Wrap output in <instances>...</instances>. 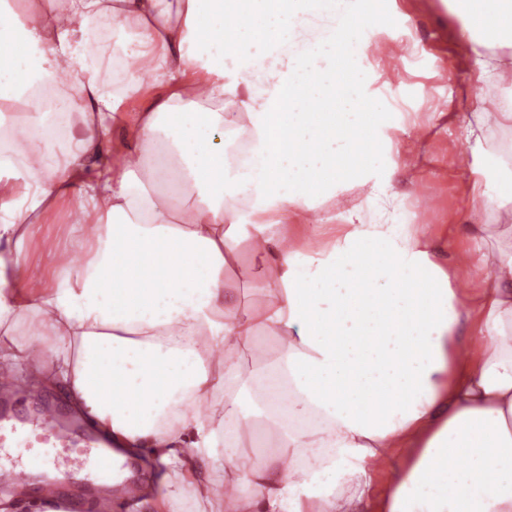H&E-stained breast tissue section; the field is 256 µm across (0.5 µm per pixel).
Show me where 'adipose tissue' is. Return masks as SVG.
<instances>
[{"label": "adipose tissue", "mask_w": 512, "mask_h": 512, "mask_svg": "<svg viewBox=\"0 0 512 512\" xmlns=\"http://www.w3.org/2000/svg\"><path fill=\"white\" fill-rule=\"evenodd\" d=\"M293 2L0 0V360L50 349L52 380L118 461L145 445L169 465L221 463L225 483L248 489L224 512H512V244L460 255L493 269L474 288L452 277L425 224L351 211L315 253L294 248L285 217L324 191L296 190L307 161L337 137L396 146L399 127L370 97L366 120H329L321 89L357 65L369 20L339 0L325 34L340 53L317 72L292 42ZM449 2L457 44L492 76L487 50L512 0ZM258 14L262 57L247 24ZM149 80L168 94L128 111ZM302 85L317 102L304 132L289 107ZM470 109L467 166L489 202L511 197L512 141L486 149L483 100ZM113 124L122 156L89 170ZM226 126L251 149L242 182L211 137ZM299 137L309 150L286 156ZM72 197L90 259L77 272L56 253L55 286L33 284L20 248ZM245 243L258 299L231 303L224 277ZM265 336L276 356L244 367L238 352ZM268 431L282 450L272 459L257 454ZM375 464L389 474L380 494ZM146 492L169 512L188 496L204 512L218 495L207 483Z\"/></svg>", "instance_id": "obj_1"}]
</instances>
